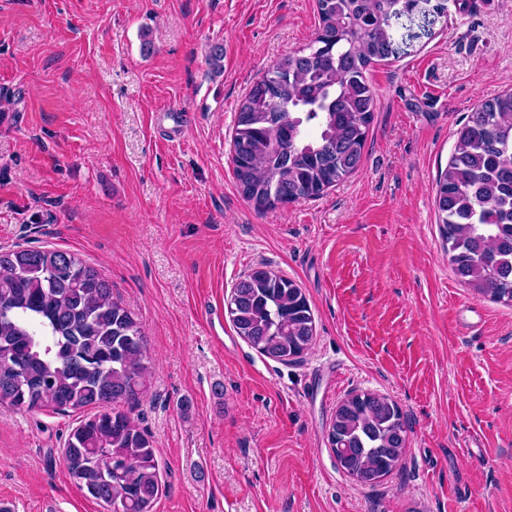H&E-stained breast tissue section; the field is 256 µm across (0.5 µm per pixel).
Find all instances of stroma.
I'll list each match as a JSON object with an SVG mask.
<instances>
[{
	"instance_id": "35a3bbf8",
	"label": "stroma",
	"mask_w": 512,
	"mask_h": 512,
	"mask_svg": "<svg viewBox=\"0 0 512 512\" xmlns=\"http://www.w3.org/2000/svg\"><path fill=\"white\" fill-rule=\"evenodd\" d=\"M317 30L316 0H0V248L76 254L139 323L151 512H512V305L456 277L434 206L465 116L512 86V0H450L432 37L370 68L359 171L259 212L233 174L239 104ZM259 266L314 314L288 364L226 312ZM354 391L389 395L408 425L373 486L329 442ZM81 418L0 406V512H105L63 458Z\"/></svg>"
}]
</instances>
